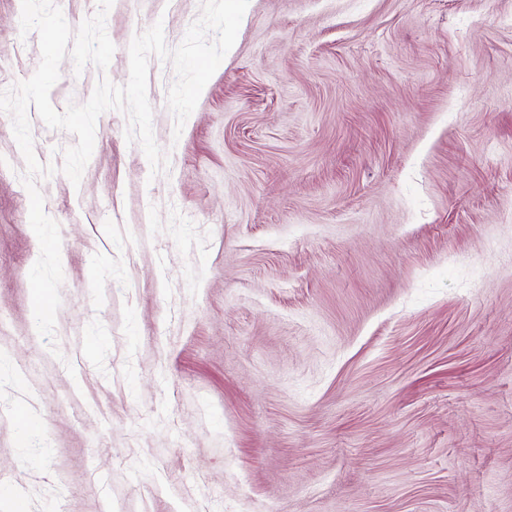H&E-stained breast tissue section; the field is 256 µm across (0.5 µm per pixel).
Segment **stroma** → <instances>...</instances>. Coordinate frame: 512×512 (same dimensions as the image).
Returning <instances> with one entry per match:
<instances>
[{"label":"stroma","mask_w":512,"mask_h":512,"mask_svg":"<svg viewBox=\"0 0 512 512\" xmlns=\"http://www.w3.org/2000/svg\"><path fill=\"white\" fill-rule=\"evenodd\" d=\"M202 0H113L107 70ZM0 0V88L41 53ZM149 59L152 171L103 113L28 118L61 234L53 338L0 115V512H512V0H250L182 131ZM26 405L31 429L14 410Z\"/></svg>","instance_id":"obj_1"}]
</instances>
